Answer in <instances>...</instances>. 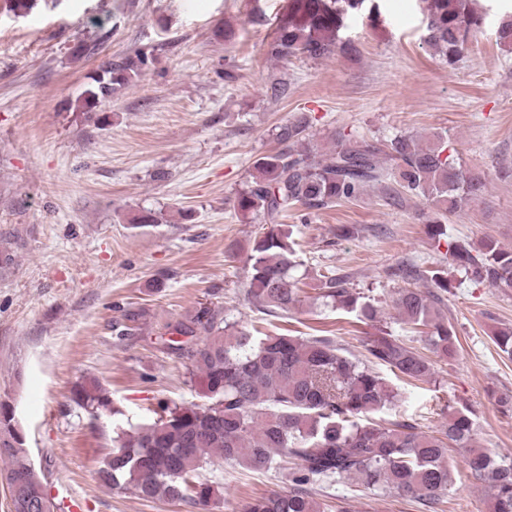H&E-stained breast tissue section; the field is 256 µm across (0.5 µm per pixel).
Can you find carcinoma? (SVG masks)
<instances>
[{
	"instance_id": "carcinoma-1",
	"label": "carcinoma",
	"mask_w": 512,
	"mask_h": 512,
	"mask_svg": "<svg viewBox=\"0 0 512 512\" xmlns=\"http://www.w3.org/2000/svg\"><path fill=\"white\" fill-rule=\"evenodd\" d=\"M424 2L425 42L452 67L481 31L484 13L473 0ZM380 11V0H288L267 55L317 61L355 54L356 45L343 37L348 20L364 16L376 24ZM497 42L512 46V17L500 20ZM154 61L144 50L113 58L92 77L82 106L131 86ZM311 128L306 112L278 126V148L255 160L251 180L235 197L242 217L260 216L266 224L246 258L245 300L267 316L289 313L300 302L294 241L283 223L288 212L352 202L366 188L379 187L424 197L433 211L428 233L439 239L447 235L444 219L486 189L480 173L457 165L441 132L424 143L414 134L369 142L339 132L334 149L320 158L311 146ZM448 253L473 282L512 292V251L496 239L487 238L477 248L456 242ZM418 278L430 288H401L395 305L403 324L428 330L427 354L379 325L378 309L347 287V277L320 275L319 297L374 329L365 339L366 364L345 356L332 336L265 333L254 324L229 321L212 302L199 304L169 329L166 346L185 360L206 401L163 405L153 421L118 432L98 480L144 500L204 508L218 495L201 474L213 457L253 471L289 462L288 492L256 498L244 512H329L330 505L314 499L312 487L352 477L365 491L410 497L420 512H436L453 487L447 461L453 446L464 452L472 475L484 486L489 512H512V462L474 446L467 409L448 407L447 417L431 432L405 420L387 426L374 418L398 393L369 364L408 381L429 382L435 374L431 355L448 359L458 351L455 327L438 307L439 292L448 291V273L435 267ZM69 399L92 416L111 404L108 391L91 378L77 382ZM2 457L17 481L10 487L13 512H25L21 503L38 499L45 478L29 457L15 415L0 402Z\"/></svg>"
}]
</instances>
